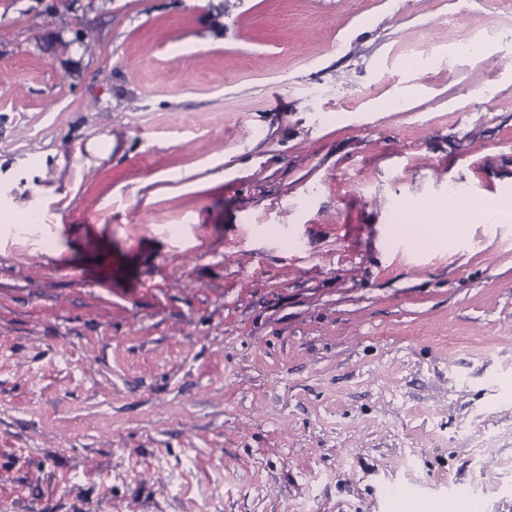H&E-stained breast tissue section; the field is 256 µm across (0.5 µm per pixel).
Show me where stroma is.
Segmentation results:
<instances>
[{"mask_svg": "<svg viewBox=\"0 0 512 512\" xmlns=\"http://www.w3.org/2000/svg\"><path fill=\"white\" fill-rule=\"evenodd\" d=\"M452 188L512 193V0H0V512H512Z\"/></svg>", "mask_w": 512, "mask_h": 512, "instance_id": "stroma-1", "label": "stroma"}]
</instances>
